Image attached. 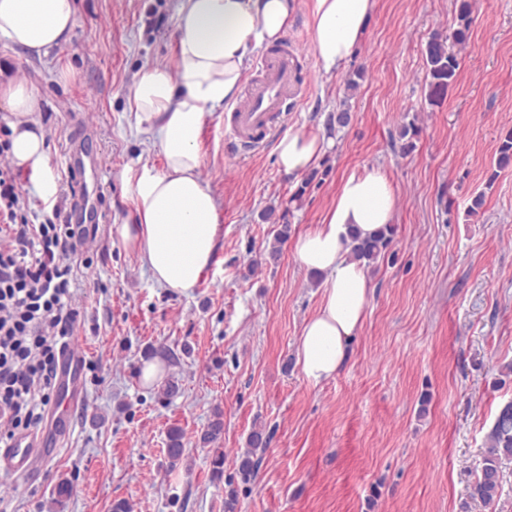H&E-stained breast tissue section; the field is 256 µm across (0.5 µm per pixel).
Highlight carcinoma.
I'll use <instances>...</instances> for the list:
<instances>
[{"instance_id": "cac0c4a2", "label": "carcinoma", "mask_w": 512, "mask_h": 512, "mask_svg": "<svg viewBox=\"0 0 512 512\" xmlns=\"http://www.w3.org/2000/svg\"><path fill=\"white\" fill-rule=\"evenodd\" d=\"M457 28L453 32V42L463 45L467 42L472 23L470 0H457ZM426 63L428 67V99L435 103L443 99L457 78L459 62L457 55L448 51L447 40L439 35L431 37L426 46ZM419 135L416 125L410 123L404 126L400 132L402 140L401 150L409 153L415 148V139ZM512 166V131L507 132L499 146L496 159V170L491 174L489 181H494L498 173ZM281 224L275 231L273 239L269 242L264 262L255 261L249 266L250 273L257 272L261 264L277 263L280 259L282 248L288 241L291 233V225L286 216L279 218ZM394 230L389 224L384 225L371 235L361 236L357 231L350 233L347 247L348 257L360 264L370 267L379 260L392 258ZM224 439L223 413L214 412V419L201 432L200 441L203 446L213 452L211 463L216 478L224 474V450L221 443ZM270 436L261 426H256L250 432L248 448L239 458L236 475L243 483L250 482L258 472L260 458L258 454L265 452L269 444ZM487 446L484 449L480 467L476 471L475 480L471 486V496L480 500L483 504H493L497 501L502 488L501 465L506 460H512V402L504 405L495 418L486 435ZM168 457L175 463L184 453L182 433L173 429L169 433Z\"/></svg>"}]
</instances>
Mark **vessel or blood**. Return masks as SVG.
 Listing matches in <instances>:
<instances>
[{"mask_svg": "<svg viewBox=\"0 0 512 512\" xmlns=\"http://www.w3.org/2000/svg\"><path fill=\"white\" fill-rule=\"evenodd\" d=\"M300 91L297 58L291 49L284 46L263 56L257 77L231 111L227 130L231 144L256 151L272 142ZM83 363L82 351L76 343H68L59 355L57 400L50 408L46 430L17 435L8 447H0V472L24 479L57 457L73 433L75 413L86 403Z\"/></svg>", "mask_w": 512, "mask_h": 512, "instance_id": "b4317fda", "label": "vessel or blood"}]
</instances>
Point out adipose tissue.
Segmentation results:
<instances>
[{"label": "adipose tissue", "instance_id": "obj_1", "mask_svg": "<svg viewBox=\"0 0 512 512\" xmlns=\"http://www.w3.org/2000/svg\"><path fill=\"white\" fill-rule=\"evenodd\" d=\"M376 0H313L314 52L325 73H334L357 49ZM295 0H178L173 61L143 69L128 100L137 131L161 145L162 170L128 166L121 178L132 208L118 233L161 286L195 288L215 256L219 235L216 197L199 175L206 108L237 100L249 56L287 30ZM76 23L74 0H0V37L30 55L66 42ZM0 107L11 112L12 162L29 174L41 197L57 191L49 174L46 140L32 114L35 98L26 82H0ZM325 138L286 135L276 147L288 175L315 165ZM395 193L379 170L350 176L340 186L322 223L293 243L299 262L323 273L322 299L306 320L297 363L306 379L321 383L344 365L360 328L370 288L363 268L348 257L350 229L371 234L392 223Z\"/></svg>", "mask_w": 512, "mask_h": 512}]
</instances>
